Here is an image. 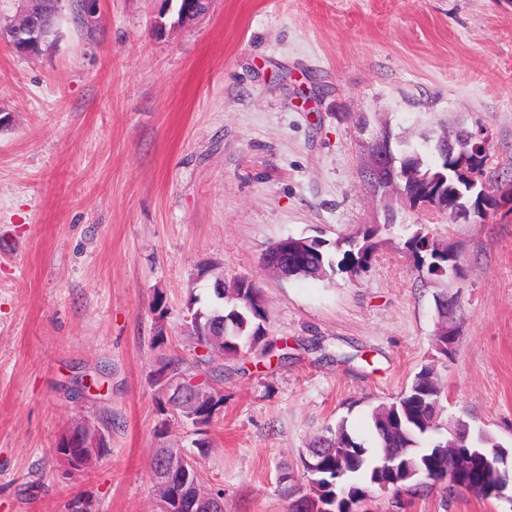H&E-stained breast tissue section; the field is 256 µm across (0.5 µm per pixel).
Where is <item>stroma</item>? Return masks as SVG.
Instances as JSON below:
<instances>
[{"label":"stroma","instance_id":"stroma-1","mask_svg":"<svg viewBox=\"0 0 512 512\" xmlns=\"http://www.w3.org/2000/svg\"><path fill=\"white\" fill-rule=\"evenodd\" d=\"M157 0H96L59 41H0V512H158L151 461H198L224 512H286L308 444L345 423L371 440L375 406L432 366L446 413L512 449V212L478 223L403 205L365 181L384 131L418 145L482 124L486 181L512 176V0H210L159 38ZM378 225L358 276L282 279L261 268L287 236L339 240ZM425 225L461 275L418 272L402 248ZM262 288L260 350L205 352L188 305L216 280ZM455 295L456 350L434 341ZM207 358L221 402L195 427L163 413L162 358ZM78 423L109 451L68 475L55 448ZM368 512H512L442 488L385 493Z\"/></svg>","mask_w":512,"mask_h":512}]
</instances>
